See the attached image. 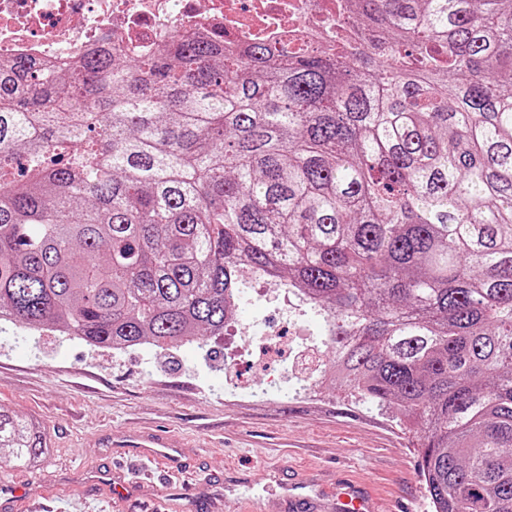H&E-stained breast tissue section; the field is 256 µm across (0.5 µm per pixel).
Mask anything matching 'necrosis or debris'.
<instances>
[{"label": "necrosis or debris", "instance_id": "1", "mask_svg": "<svg viewBox=\"0 0 512 512\" xmlns=\"http://www.w3.org/2000/svg\"><path fill=\"white\" fill-rule=\"evenodd\" d=\"M338 0H0V60L66 68L101 47L147 57L173 36L273 43L336 38Z\"/></svg>", "mask_w": 512, "mask_h": 512}]
</instances>
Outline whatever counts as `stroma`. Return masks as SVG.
I'll list each match as a JSON object with an SVG mask.
<instances>
[{
  "label": "stroma",
  "instance_id": "obj_1",
  "mask_svg": "<svg viewBox=\"0 0 512 512\" xmlns=\"http://www.w3.org/2000/svg\"><path fill=\"white\" fill-rule=\"evenodd\" d=\"M267 286L247 289L235 312L240 345L209 339L207 351L177 343L126 350L68 341L50 328L14 339L0 331V406L42 422L51 452L39 469L0 468V487L54 488L65 512H110L86 490L89 470L130 460L131 449L105 448L100 434L162 429L198 449L194 473H231L239 494L260 498L263 512H286L278 487L247 485L262 467L280 468L317 489L319 469L367 477L379 496L412 499L433 512L419 472L413 433L393 410L364 403L325 383L320 397L305 391L314 364H330L311 312L280 316ZM280 324L292 361L272 352L263 368L248 366L250 345L264 324ZM239 362L234 370L226 358Z\"/></svg>",
  "mask_w": 512,
  "mask_h": 512
}]
</instances>
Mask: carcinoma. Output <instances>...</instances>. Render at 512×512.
Here are the masks:
<instances>
[{
	"mask_svg": "<svg viewBox=\"0 0 512 512\" xmlns=\"http://www.w3.org/2000/svg\"><path fill=\"white\" fill-rule=\"evenodd\" d=\"M342 11L331 49L0 63V322L202 350L266 274L416 435L434 512H512V0ZM0 448L50 452L2 409Z\"/></svg>",
	"mask_w": 512,
	"mask_h": 512,
	"instance_id": "cac0c4a2",
	"label": "carcinoma"
}]
</instances>
